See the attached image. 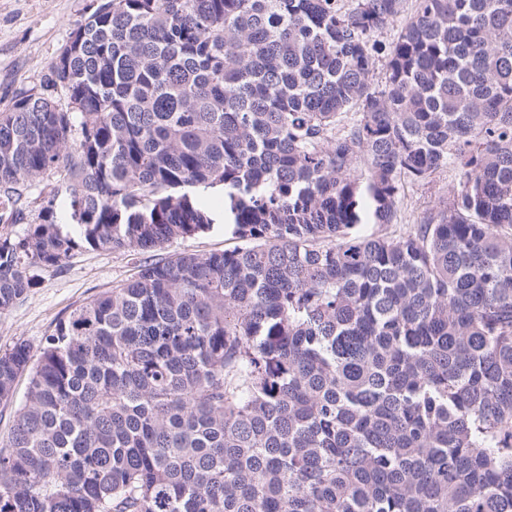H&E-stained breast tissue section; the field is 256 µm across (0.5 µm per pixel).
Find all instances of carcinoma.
<instances>
[{"instance_id":"carcinoma-1","label":"carcinoma","mask_w":512,"mask_h":512,"mask_svg":"<svg viewBox=\"0 0 512 512\" xmlns=\"http://www.w3.org/2000/svg\"><path fill=\"white\" fill-rule=\"evenodd\" d=\"M87 247L0 512H512V0H100L0 109V311ZM458 189V178L452 169L441 173L428 185L408 189L402 207L401 223L390 227L388 231L392 234L408 231L413 224L419 223L424 210L433 207L442 199H448ZM235 245L237 242L231 239L230 234L225 233L224 235V223L221 221L213 224L212 228L205 233L174 242L169 251H222L232 249Z\"/></svg>"}]
</instances>
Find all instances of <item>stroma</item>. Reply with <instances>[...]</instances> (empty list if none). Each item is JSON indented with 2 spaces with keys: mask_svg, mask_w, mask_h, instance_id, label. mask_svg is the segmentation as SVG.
<instances>
[{
  "mask_svg": "<svg viewBox=\"0 0 512 512\" xmlns=\"http://www.w3.org/2000/svg\"><path fill=\"white\" fill-rule=\"evenodd\" d=\"M95 5L96 0H0V108L17 92L39 85L74 24ZM457 190L458 178L451 170L428 185L408 189L398 231H408L424 210ZM132 274L129 258L109 250H87L41 271L36 285L0 312V347L23 338L40 348L60 320Z\"/></svg>",
  "mask_w": 512,
  "mask_h": 512,
  "instance_id": "stroma-1",
  "label": "stroma"
}]
</instances>
